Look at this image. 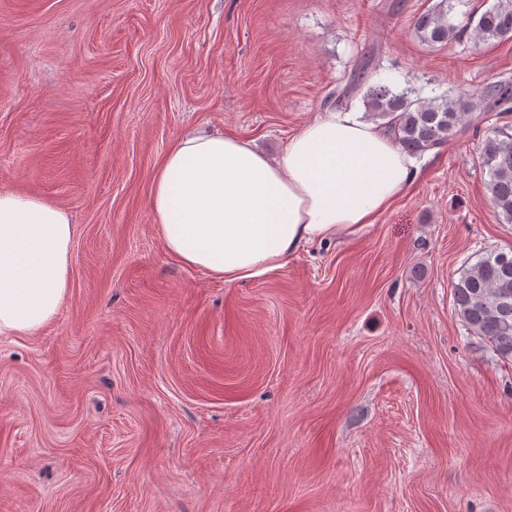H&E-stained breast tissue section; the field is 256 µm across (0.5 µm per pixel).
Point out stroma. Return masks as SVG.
<instances>
[{
    "mask_svg": "<svg viewBox=\"0 0 512 512\" xmlns=\"http://www.w3.org/2000/svg\"><path fill=\"white\" fill-rule=\"evenodd\" d=\"M439 0H0V188L78 235L54 319L0 336V512H512V359L453 304L512 250L479 152L420 156L354 236L227 283L150 216L186 133L271 157L364 58L393 90L512 80V39L422 42Z\"/></svg>",
    "mask_w": 512,
    "mask_h": 512,
    "instance_id": "35a3bbf8",
    "label": "stroma"
}]
</instances>
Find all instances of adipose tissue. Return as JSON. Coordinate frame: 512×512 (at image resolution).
I'll return each instance as SVG.
<instances>
[{
  "label": "adipose tissue",
  "mask_w": 512,
  "mask_h": 512,
  "mask_svg": "<svg viewBox=\"0 0 512 512\" xmlns=\"http://www.w3.org/2000/svg\"><path fill=\"white\" fill-rule=\"evenodd\" d=\"M418 173L377 126L335 111L304 124L277 159L234 135L182 137L154 176L150 212L169 254L236 282L314 241L358 234ZM77 235L56 204L0 189V335L30 336L55 317Z\"/></svg>",
  "instance_id": "1"
}]
</instances>
